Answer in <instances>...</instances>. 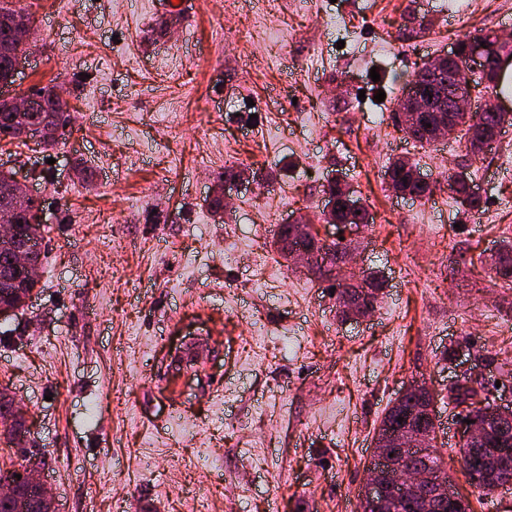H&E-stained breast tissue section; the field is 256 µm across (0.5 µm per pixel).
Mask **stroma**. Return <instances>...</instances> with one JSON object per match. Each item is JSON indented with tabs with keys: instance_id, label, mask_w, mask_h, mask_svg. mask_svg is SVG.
<instances>
[{
	"instance_id": "obj_1",
	"label": "stroma",
	"mask_w": 512,
	"mask_h": 512,
	"mask_svg": "<svg viewBox=\"0 0 512 512\" xmlns=\"http://www.w3.org/2000/svg\"><path fill=\"white\" fill-rule=\"evenodd\" d=\"M11 2L38 46L10 93L57 83L73 117L52 149L0 142L46 213L37 292L0 323V388L46 451L56 512H356L415 379L436 391L453 489L512 512V490L467 483L447 394L470 359L488 390L512 379V284L492 268L512 240V127L471 162L464 139L422 148L392 119L417 65L512 32V0H193L189 20L160 0ZM394 156L430 195L391 191ZM465 161L478 212L441 176ZM229 167L258 184L220 218L207 201ZM331 176L372 217L351 264L385 284L361 319L270 244Z\"/></svg>"
}]
</instances>
